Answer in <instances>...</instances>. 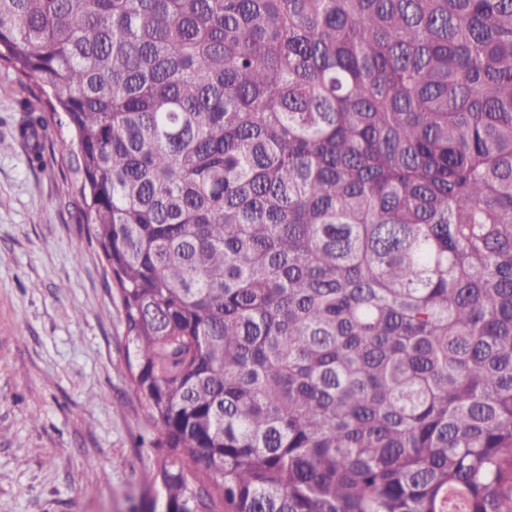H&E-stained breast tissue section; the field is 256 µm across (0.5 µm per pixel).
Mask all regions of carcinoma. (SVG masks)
<instances>
[{
	"label": "carcinoma",
	"mask_w": 512,
	"mask_h": 512,
	"mask_svg": "<svg viewBox=\"0 0 512 512\" xmlns=\"http://www.w3.org/2000/svg\"><path fill=\"white\" fill-rule=\"evenodd\" d=\"M17 134L118 288L152 512H512V0H0Z\"/></svg>",
	"instance_id": "1"
}]
</instances>
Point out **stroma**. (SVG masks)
<instances>
[{"label":"stroma","instance_id":"stroma-1","mask_svg":"<svg viewBox=\"0 0 512 512\" xmlns=\"http://www.w3.org/2000/svg\"><path fill=\"white\" fill-rule=\"evenodd\" d=\"M31 78L0 64V512H150L163 449L137 443L124 325L62 161L17 137Z\"/></svg>","mask_w":512,"mask_h":512}]
</instances>
